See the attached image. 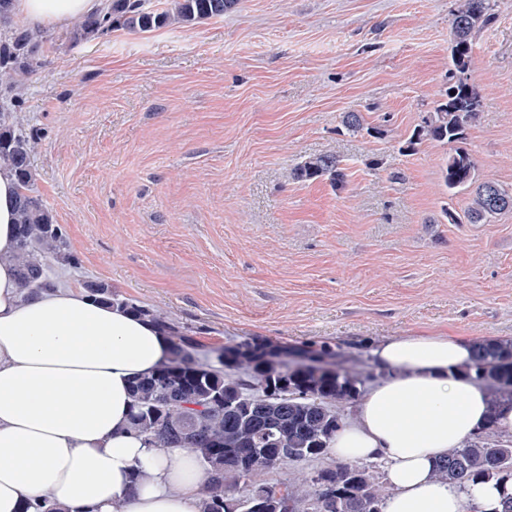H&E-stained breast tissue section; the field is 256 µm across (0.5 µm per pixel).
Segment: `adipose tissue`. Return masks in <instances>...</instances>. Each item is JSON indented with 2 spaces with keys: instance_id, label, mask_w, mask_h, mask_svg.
<instances>
[{
  "instance_id": "obj_1",
  "label": "adipose tissue",
  "mask_w": 512,
  "mask_h": 512,
  "mask_svg": "<svg viewBox=\"0 0 512 512\" xmlns=\"http://www.w3.org/2000/svg\"><path fill=\"white\" fill-rule=\"evenodd\" d=\"M103 0H13L31 31L96 13ZM13 173L0 165V512L50 495L63 512H200L202 475L189 449L152 454L128 428L130 385L165 360L149 322L104 307L79 288L24 296L8 260L15 245ZM389 370L336 434L340 460L380 459L393 493L384 512H500L504 490L459 493L433 469L487 416L482 386L462 379L461 336H395L378 344Z\"/></svg>"
}]
</instances>
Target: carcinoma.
Returning <instances> with one entry per match:
<instances>
[{"mask_svg": "<svg viewBox=\"0 0 512 512\" xmlns=\"http://www.w3.org/2000/svg\"><path fill=\"white\" fill-rule=\"evenodd\" d=\"M236 2L166 0L157 9H146L144 0H111L106 11L73 24L69 41L80 43L115 29L148 32L172 23L193 24L223 16ZM494 21L487 0H458L448 83L433 111L400 141L405 153L426 141L450 148L441 168L442 183L450 193L469 192L467 218L472 224L512 211V190L491 179H478L463 147L480 107L479 91L470 81L469 41L475 28ZM39 66L38 40L12 25V0H0V163L11 168L17 181V236L10 261L27 295L57 286L51 263L76 264L63 227L32 193L35 141L15 115L20 101L12 91ZM341 124L351 134H382L377 126H365L358 112L344 113ZM294 177L326 180L335 189L346 183L341 160L334 154L307 158L295 167ZM82 288L96 302L152 322L169 340L165 364L131 384L130 429L157 452H194L204 475L203 512H251L255 504L260 512H383L386 490L371 465L338 462L300 483L262 479L268 470L327 456L343 422L341 408L360 397L371 374L283 367L268 360L267 345L256 339L217 349L213 361L202 359L190 327L120 294L107 281L85 280ZM475 344V361L462 376L486 388L488 418L474 438L450 449L436 468L443 482L460 490L477 479L512 481V435L499 432L495 421L500 404L512 401V340ZM241 482L248 493L236 497Z\"/></svg>", "mask_w": 512, "mask_h": 512, "instance_id": "carcinoma-1", "label": "carcinoma"}]
</instances>
